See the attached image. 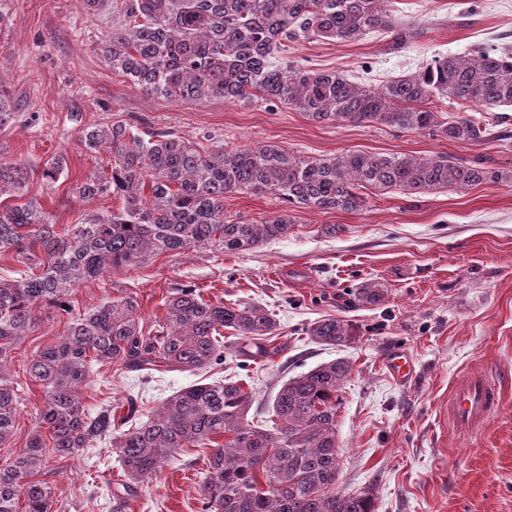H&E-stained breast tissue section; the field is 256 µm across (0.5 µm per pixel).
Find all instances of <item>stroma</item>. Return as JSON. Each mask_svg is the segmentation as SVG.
I'll return each mask as SVG.
<instances>
[{
	"label": "stroma",
	"mask_w": 512,
	"mask_h": 512,
	"mask_svg": "<svg viewBox=\"0 0 512 512\" xmlns=\"http://www.w3.org/2000/svg\"><path fill=\"white\" fill-rule=\"evenodd\" d=\"M6 8L0 86L10 95L12 120L0 130V156L28 168L29 195L62 231L88 212L121 205L112 196L85 202L71 192L110 162L108 154L91 156L78 145L81 130L92 124L125 122L199 143L211 137L230 150L273 143L317 158L348 150L482 158L502 171L503 181L466 191L409 195L368 188L362 209L297 210L287 237L250 251L161 254L84 282L71 298L82 310L136 296L147 328L162 315L170 291L182 286L208 300L265 305L277 319L276 335L259 340L225 331L224 363L205 374L210 382L242 379L255 395L250 420L267 419L271 396L288 378L347 358L353 370L337 416L339 489L370 491L375 512H512V121L492 128L483 141L461 144L428 130L318 123L282 104L171 101L132 87L102 63L98 42L112 28L111 9L91 14L84 0H8ZM389 8L397 23L415 32L402 47L376 31L356 42L302 41L288 55L303 67L378 86L438 58L512 48V0H391ZM58 155L66 159L64 172L46 183L42 167ZM283 208L271 193L224 199L226 214L248 221ZM332 224L343 227L333 237L324 233ZM369 279L386 285L383 304L356 300L355 288ZM327 317L352 321L356 342L340 349L312 342L310 325ZM68 320V314H53L10 352L21 411L0 457L25 445L42 398L30 363L63 334ZM259 345L266 356L243 359ZM394 348L416 361L410 383L395 382L383 366ZM473 370L500 385L502 405L486 424L461 434L445 425L442 410L454 384ZM193 381L178 372L147 378L97 367L85 403L91 409L109 405L122 415L131 398L147 415ZM205 459L201 451L181 453L142 486L126 512H200L194 474ZM117 474L111 444L95 443L53 477V512H112L108 488Z\"/></svg>",
	"instance_id": "obj_1"
}]
</instances>
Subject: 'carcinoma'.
<instances>
[{
    "instance_id": "carcinoma-1",
    "label": "carcinoma",
    "mask_w": 512,
    "mask_h": 512,
    "mask_svg": "<svg viewBox=\"0 0 512 512\" xmlns=\"http://www.w3.org/2000/svg\"><path fill=\"white\" fill-rule=\"evenodd\" d=\"M112 3L120 23L99 43L112 72L145 92L172 101L282 103L321 123H374L433 130L459 143L478 142L512 107V49L480 48L445 57L424 70L377 88L343 73L313 71L288 62V43L323 38L357 41L374 31L394 43L413 37L397 27L391 0H85L95 12ZM454 100L491 115V126L448 116L439 104ZM89 155H111L110 171L96 170L76 185L82 199L115 195L122 207L91 213L61 232L34 197L27 176L0 157V252L12 251L28 271L0 278V445L14 434L19 413L10 350L41 322L37 312L61 307L70 314L64 334L32 360L29 373L43 389L42 405L25 447L0 458V512H52L49 478L57 464L112 438L121 478L112 490V512H124L137 488L187 448H208L196 473L202 512H375L368 493L338 490L342 462L337 443L339 392L352 373L345 358L321 363L285 381L271 399L270 423L247 419L254 395L240 382H195L168 396L142 420L134 399L116 432L112 407L88 409L83 390L92 366H116L145 376L193 374L224 362V334L270 336L277 328L262 305L207 301L193 288H178L164 314L144 330L132 297L106 300L80 312L67 299L81 283L130 269L161 253L195 247L241 252L288 236L296 209L356 211L360 190L400 189L409 194L457 191L508 178L476 161L442 155H386L346 151L310 159L277 144L210 149L166 131L139 133L122 123L82 130ZM65 158L46 161L41 177L53 182ZM273 193L288 209L256 222L224 213L233 193ZM356 299L378 305L387 289L372 279L355 288ZM322 346L357 340L350 321L328 318L308 329Z\"/></svg>"
}]
</instances>
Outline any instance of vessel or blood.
Wrapping results in <instances>:
<instances>
[{
	"label": "vessel or blood",
	"mask_w": 512,
	"mask_h": 512,
	"mask_svg": "<svg viewBox=\"0 0 512 512\" xmlns=\"http://www.w3.org/2000/svg\"><path fill=\"white\" fill-rule=\"evenodd\" d=\"M386 366L393 377L402 381L411 380L415 374L412 359L400 348L390 351ZM501 402L499 386L474 371L455 386L444 417L457 431L470 432L497 412Z\"/></svg>",
	"instance_id": "1"
}]
</instances>
